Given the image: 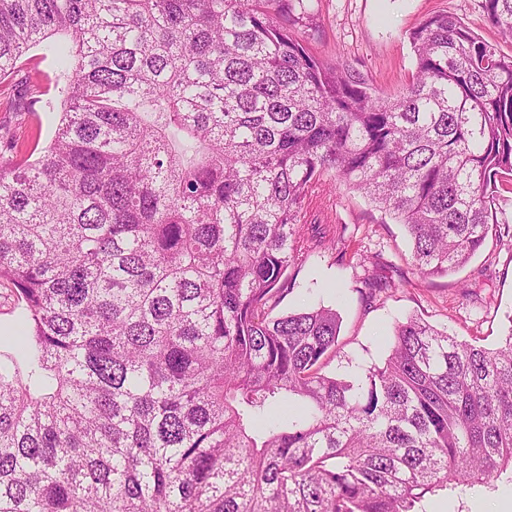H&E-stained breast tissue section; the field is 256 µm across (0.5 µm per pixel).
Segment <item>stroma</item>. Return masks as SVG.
I'll list each match as a JSON object with an SVG mask.
<instances>
[{
  "mask_svg": "<svg viewBox=\"0 0 512 512\" xmlns=\"http://www.w3.org/2000/svg\"><path fill=\"white\" fill-rule=\"evenodd\" d=\"M445 13L479 37L512 54L485 18L483 0H309L293 10L292 29L307 50L328 66L349 68L371 87L393 94L415 69L410 34L425 19ZM22 69L0 81V137L47 143L59 114L32 102L26 75L36 77L48 98H55L57 71L42 48L30 49ZM32 102L35 114L20 122L9 112L11 101ZM296 240L297 260L290 269L295 287L277 313L320 305L341 315L337 355L326 373L363 376L383 364L394 326L419 316L459 338L495 347L512 328V239L488 238L461 270L423 279L411 265L404 228L360 191L326 174L308 191ZM387 282L370 291L365 280ZM427 512H512V484L497 483L430 498Z\"/></svg>",
  "mask_w": 512,
  "mask_h": 512,
  "instance_id": "1",
  "label": "stroma"
}]
</instances>
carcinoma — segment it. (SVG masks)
<instances>
[{
  "instance_id": "1",
  "label": "carcinoma",
  "mask_w": 512,
  "mask_h": 512,
  "mask_svg": "<svg viewBox=\"0 0 512 512\" xmlns=\"http://www.w3.org/2000/svg\"><path fill=\"white\" fill-rule=\"evenodd\" d=\"M288 0H0V77L41 46L61 115L0 151V512H426L512 484V325L420 317L365 376L341 317L276 315L309 187L334 172L430 279L512 237V55L440 13L396 94L311 55ZM512 37V0H484ZM34 160L29 157L34 153ZM10 288L7 284L0 285V339L13 334L20 312V305Z\"/></svg>"
}]
</instances>
